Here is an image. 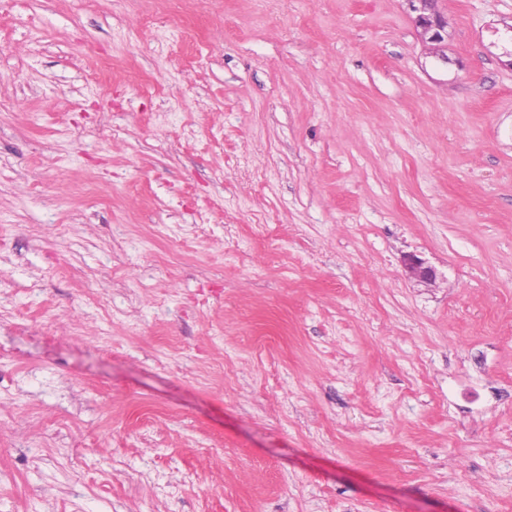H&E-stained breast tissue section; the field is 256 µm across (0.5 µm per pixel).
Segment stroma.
<instances>
[{"label": "stroma", "instance_id": "obj_1", "mask_svg": "<svg viewBox=\"0 0 512 512\" xmlns=\"http://www.w3.org/2000/svg\"><path fill=\"white\" fill-rule=\"evenodd\" d=\"M438 7L6 0L0 512H512V0ZM409 8L417 13L416 24L421 29V35L425 43L439 60L448 62L446 55L439 53L441 43L447 37L446 18L435 9V0H407Z\"/></svg>", "mask_w": 512, "mask_h": 512}]
</instances>
